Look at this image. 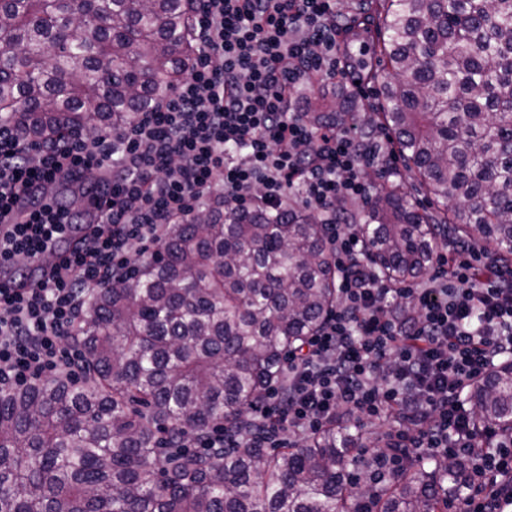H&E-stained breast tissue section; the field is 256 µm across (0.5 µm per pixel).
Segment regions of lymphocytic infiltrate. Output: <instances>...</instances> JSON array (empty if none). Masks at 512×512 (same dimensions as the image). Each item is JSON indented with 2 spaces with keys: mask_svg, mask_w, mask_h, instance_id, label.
<instances>
[{
  "mask_svg": "<svg viewBox=\"0 0 512 512\" xmlns=\"http://www.w3.org/2000/svg\"><path fill=\"white\" fill-rule=\"evenodd\" d=\"M337 4L191 0L198 52L162 103L105 132L39 144L0 123V261L43 265L40 279L0 288V390L78 379L83 356L65 341L88 291L137 275L150 246L200 204L284 216L299 202L321 217L339 301L254 403L257 446L283 447L349 413L384 429L371 483L395 479L421 455L458 458L472 465L463 512H506L512 447H501L496 428L474 431L468 391L496 359L512 358V269L451 241L426 280L394 288L375 276L356 221L336 206L370 200L364 170L379 141L355 121L314 122L301 105L303 89L338 74ZM64 172L85 175L82 191L103 195L93 223H77L59 203L35 205L27 223H2ZM64 241L65 256L43 264ZM165 445L234 448L238 439L220 425L174 428Z\"/></svg>",
  "mask_w": 512,
  "mask_h": 512,
  "instance_id": "1",
  "label": "lymphocytic infiltrate"
}]
</instances>
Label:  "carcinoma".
Here are the masks:
<instances>
[{
  "mask_svg": "<svg viewBox=\"0 0 512 512\" xmlns=\"http://www.w3.org/2000/svg\"><path fill=\"white\" fill-rule=\"evenodd\" d=\"M386 71L375 118L345 85L308 88L310 112L391 130L428 212L385 179L360 217L376 272L423 280L444 240L512 267V0H350ZM185 0H0V120L30 142L110 127L167 99L196 53ZM337 303L319 218L203 204L169 226L132 279L91 290L73 341L86 380L0 392V512H358L361 434L341 423L277 452L250 407L289 350ZM479 427L512 434V360L469 395ZM233 429L237 448L163 455L172 424ZM466 462L432 458L378 486L372 512L460 510Z\"/></svg>",
  "mask_w": 512,
  "mask_h": 512,
  "instance_id": "obj_1",
  "label": "carcinoma"
}]
</instances>
